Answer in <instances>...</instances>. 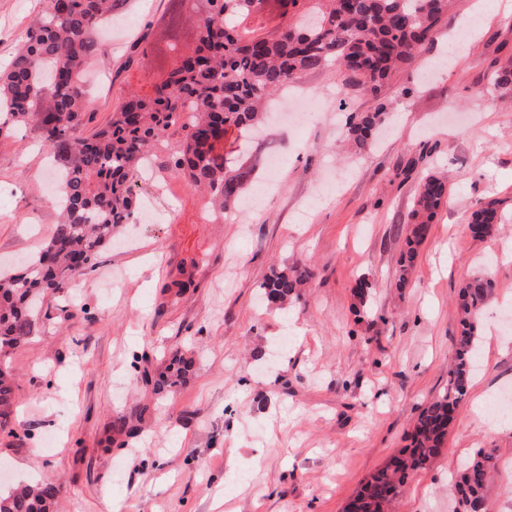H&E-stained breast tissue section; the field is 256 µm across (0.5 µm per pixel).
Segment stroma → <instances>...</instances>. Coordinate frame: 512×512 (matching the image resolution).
Segmentation results:
<instances>
[{
    "label": "stroma",
    "instance_id": "stroma-1",
    "mask_svg": "<svg viewBox=\"0 0 512 512\" xmlns=\"http://www.w3.org/2000/svg\"><path fill=\"white\" fill-rule=\"evenodd\" d=\"M450 0L432 40L380 98L343 93L337 70L306 74L303 124L269 120L232 131L230 166L245 167L255 209L203 223L206 193L136 177L157 219L124 227L94 272L43 299L34 335L10 353L14 435H0L6 482L63 485V512H344L374 469L408 443L423 407L448 385L456 298L474 274L496 291L478 321V369L446 449L414 475L390 512H453L452 475L477 448L497 452L490 512H512V428L478 395L512 392V94L494 85L512 61V0ZM84 86L105 125L128 93L159 74L170 0H120ZM42 0H0V68L11 62ZM451 46H444V37ZM384 102L392 124L356 151L347 122ZM49 158L34 125L0 134V265L35 257L49 239ZM448 174V200L399 285L405 220L421 179ZM498 203L501 224L473 235L470 214ZM193 284L164 292L181 263ZM312 269L297 302L261 301L274 265ZM373 289L370 308L354 296ZM80 308L78 319L65 320ZM191 356L185 385L155 394L137 373ZM141 415L142 435L104 450L116 414Z\"/></svg>",
    "mask_w": 512,
    "mask_h": 512
}]
</instances>
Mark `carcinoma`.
I'll return each instance as SVG.
<instances>
[{"label": "carcinoma", "mask_w": 512, "mask_h": 512, "mask_svg": "<svg viewBox=\"0 0 512 512\" xmlns=\"http://www.w3.org/2000/svg\"><path fill=\"white\" fill-rule=\"evenodd\" d=\"M265 2L206 0L197 43L185 51L162 88L130 94L104 127L84 136L80 127L93 110L80 75L88 61L103 55L100 30L112 14V0H45L10 66L0 70V133L9 124L37 123L59 165L58 196L52 201L59 216L37 258L13 274H0V358L32 336L40 301L67 292L94 271L101 251L114 245L124 225L134 223L132 180L147 161L206 190L215 206L208 216L213 222L222 219L240 206L249 175L225 165L229 130L256 127L275 92L334 65L343 91L378 95L394 72L412 64L448 13V0H276L288 5V18L275 32L262 34L248 19ZM46 99L52 104L47 110ZM388 117L382 103L351 117L353 145L365 149ZM447 197L445 177L428 174L422 179L408 215L400 281L406 280L417 247ZM469 224L476 234L495 230L497 203L481 205ZM311 276L306 268L274 269L260 290L283 307L300 297ZM192 284V272L183 264L178 278L164 288L181 293ZM494 291L495 283L486 275L460 288V330L447 389L422 409L410 443L365 478L346 512H388L410 477L442 454L450 429L448 411L458 409L474 371L477 318ZM191 371L192 361L174 355L159 379L146 370L143 376L160 393L183 384ZM13 397L11 368L0 361V434H14ZM116 423L125 436L120 446L139 436V425L126 416H118ZM496 468L491 450L473 453L455 479V512H475L486 502ZM61 495L58 482L21 484L0 491V512H58Z\"/></svg>", "instance_id": "1"}]
</instances>
